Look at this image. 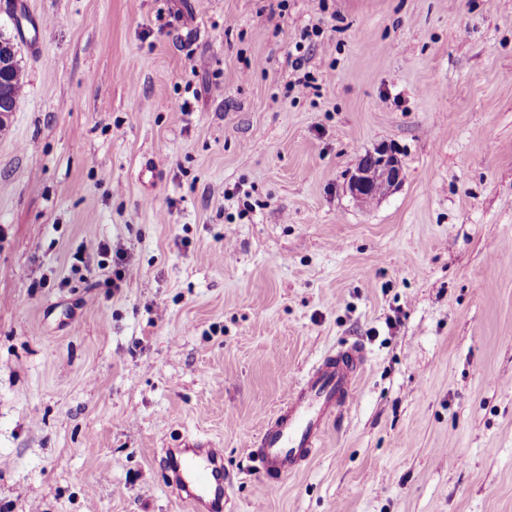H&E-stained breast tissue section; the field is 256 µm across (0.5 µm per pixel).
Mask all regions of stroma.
Segmentation results:
<instances>
[{
    "instance_id": "35a3bbf8",
    "label": "stroma",
    "mask_w": 512,
    "mask_h": 512,
    "mask_svg": "<svg viewBox=\"0 0 512 512\" xmlns=\"http://www.w3.org/2000/svg\"><path fill=\"white\" fill-rule=\"evenodd\" d=\"M0 29V512H192L160 458L188 439L224 512H512V0H0ZM381 145L403 180L363 205ZM355 342L269 486L251 441ZM24 90L23 75L18 62L0 69V113L14 112ZM403 176L398 158L386 147L365 155L349 180V189L353 197L365 203L372 191L379 194L397 187ZM365 360L361 344L352 343L317 362L288 393V405L252 442L264 477L277 482L296 471L321 446L323 435L356 392Z\"/></svg>"
}]
</instances>
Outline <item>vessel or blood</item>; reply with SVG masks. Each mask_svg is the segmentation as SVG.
I'll use <instances>...</instances> for the list:
<instances>
[{
    "label": "vessel or blood",
    "instance_id": "1",
    "mask_svg": "<svg viewBox=\"0 0 512 512\" xmlns=\"http://www.w3.org/2000/svg\"><path fill=\"white\" fill-rule=\"evenodd\" d=\"M365 360L354 343L325 356L288 393V405L254 443L255 459L264 477L277 482L297 470L321 446L323 435L356 392ZM176 490L184 492L193 512H222L224 455L209 444L167 449Z\"/></svg>",
    "mask_w": 512,
    "mask_h": 512
}]
</instances>
